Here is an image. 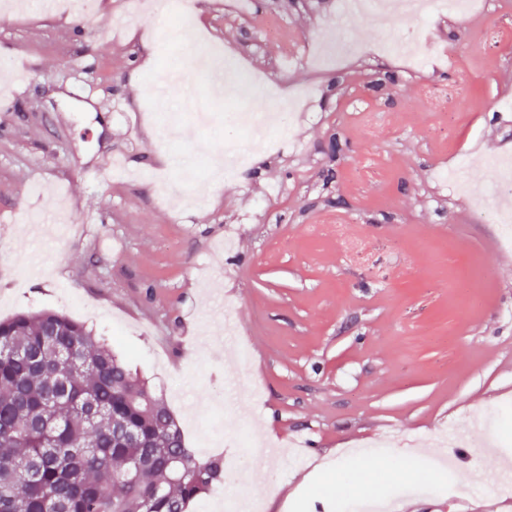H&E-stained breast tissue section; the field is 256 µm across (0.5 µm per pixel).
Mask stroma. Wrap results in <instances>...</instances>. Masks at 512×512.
<instances>
[{"label": "stroma", "instance_id": "1", "mask_svg": "<svg viewBox=\"0 0 512 512\" xmlns=\"http://www.w3.org/2000/svg\"><path fill=\"white\" fill-rule=\"evenodd\" d=\"M128 0L86 13L0 8V318L54 310L86 324L163 397L201 456L260 453L191 512H500L457 496L460 472L512 463V244L449 193L458 153L512 156L493 105L512 89V0L482 26L426 20L456 66L398 71L385 42L415 32L360 13L347 75L339 0H194L200 39L263 80L319 87L281 151L237 175L185 181L234 133L194 125L172 64L164 0L117 26ZM154 68H145L146 58ZM446 100V111L434 103ZM236 229L233 252L224 235ZM248 360L231 357L224 326ZM498 429L496 456L434 463L449 429Z\"/></svg>", "mask_w": 512, "mask_h": 512}]
</instances>
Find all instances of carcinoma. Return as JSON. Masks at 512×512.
I'll return each mask as SVG.
<instances>
[{
  "mask_svg": "<svg viewBox=\"0 0 512 512\" xmlns=\"http://www.w3.org/2000/svg\"><path fill=\"white\" fill-rule=\"evenodd\" d=\"M223 476L84 323L0 319V512H188Z\"/></svg>",
  "mask_w": 512,
  "mask_h": 512,
  "instance_id": "cac0c4a2",
  "label": "carcinoma"
}]
</instances>
